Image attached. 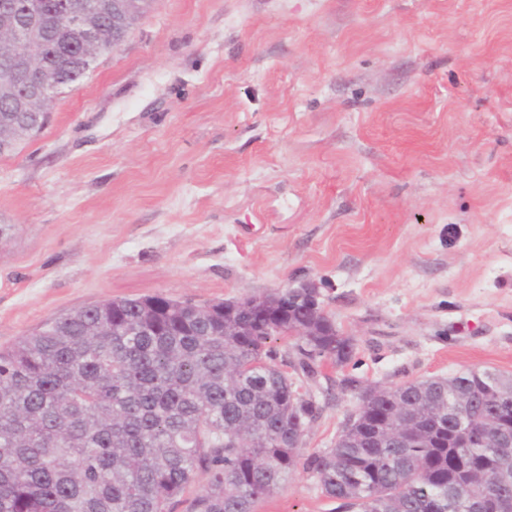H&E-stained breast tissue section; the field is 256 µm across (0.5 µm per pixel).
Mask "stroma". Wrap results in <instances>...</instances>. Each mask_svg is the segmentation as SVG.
Here are the masks:
<instances>
[{"mask_svg":"<svg viewBox=\"0 0 512 512\" xmlns=\"http://www.w3.org/2000/svg\"><path fill=\"white\" fill-rule=\"evenodd\" d=\"M0 346L115 298L318 282L361 401L512 375V0H153L0 155ZM257 512H337L292 473Z\"/></svg>","mask_w":512,"mask_h":512,"instance_id":"35a3bbf8","label":"stroma"}]
</instances>
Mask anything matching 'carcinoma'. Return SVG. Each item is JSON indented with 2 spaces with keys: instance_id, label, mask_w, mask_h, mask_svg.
<instances>
[{
  "instance_id": "cac0c4a2",
  "label": "carcinoma",
  "mask_w": 512,
  "mask_h": 512,
  "mask_svg": "<svg viewBox=\"0 0 512 512\" xmlns=\"http://www.w3.org/2000/svg\"><path fill=\"white\" fill-rule=\"evenodd\" d=\"M78 35L46 18V64L80 82ZM298 329L303 377L347 364L354 340L307 296L262 295ZM250 307L163 295L101 301L0 346V512H255L297 469L345 512H512V375L467 369L363 387L334 447L304 454L320 411L281 371ZM463 420L467 436L458 433ZM207 484L190 495L198 474Z\"/></svg>"
}]
</instances>
